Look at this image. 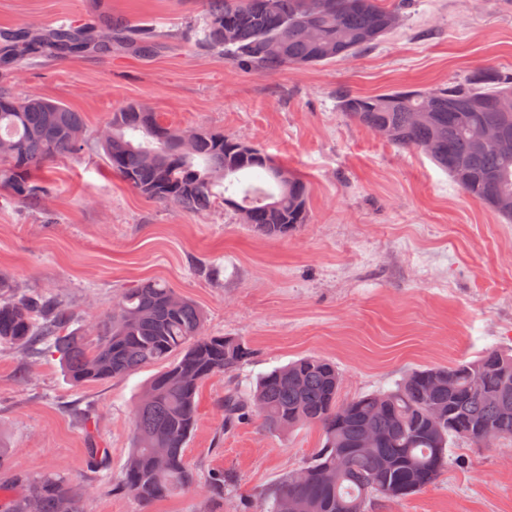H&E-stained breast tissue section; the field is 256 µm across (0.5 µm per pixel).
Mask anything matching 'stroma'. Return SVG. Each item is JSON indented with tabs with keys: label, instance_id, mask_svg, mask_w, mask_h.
<instances>
[{
	"label": "stroma",
	"instance_id": "stroma-1",
	"mask_svg": "<svg viewBox=\"0 0 512 512\" xmlns=\"http://www.w3.org/2000/svg\"><path fill=\"white\" fill-rule=\"evenodd\" d=\"M401 24L345 60L272 74L240 69L186 43L206 0H110L113 14L161 31L150 58L127 50L34 59L0 68V90L60 100L84 118L77 154L34 173L35 200L0 182V274L17 291L61 301L76 323L112 309L123 288L161 279L206 315L205 331L253 350L206 381L185 454L196 486L150 503L118 490L133 449L131 416L144 369L73 385L50 354L0 345V442L13 473L59 472L83 486V512H261L265 494L319 448V428L286 433L258 418L225 427L226 386L303 356L336 362L340 396L389 389L407 372L512 349V222L468 199L425 155L348 120L345 93L428 88L495 67L512 73V0H382ZM88 0H0V26L79 20ZM136 103L164 124L233 134L312 186L309 221L265 237L231 206L188 212L138 193L95 141L116 109ZM106 460H88L90 442ZM224 475V493L206 486ZM368 512H512V444L457 442L448 469L411 496Z\"/></svg>",
	"mask_w": 512,
	"mask_h": 512
}]
</instances>
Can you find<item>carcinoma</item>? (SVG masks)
Returning <instances> with one entry per match:
<instances>
[{
  "label": "carcinoma",
  "mask_w": 512,
  "mask_h": 512,
  "mask_svg": "<svg viewBox=\"0 0 512 512\" xmlns=\"http://www.w3.org/2000/svg\"><path fill=\"white\" fill-rule=\"evenodd\" d=\"M400 22L380 0H206L193 30L195 44L258 73L335 62L375 45ZM164 44L153 28L92 12L41 32L0 27V66L18 68L31 57L112 52L126 47L150 56ZM512 73L480 69L433 88H400L376 95H343L337 108L350 121L405 149H416L447 171L458 188L500 217L512 219V152L476 148L471 130L495 124L512 135ZM429 113L425 122L416 120ZM110 136L99 141L112 172L148 198L193 211L216 204L249 210L248 223L283 238L309 220L311 187L232 135L161 123L140 106L114 112ZM84 119L69 106L0 94V179L19 197L35 198L31 172L43 162L81 150ZM205 315L167 283L149 280L124 289L112 312L85 340L56 299L19 293L0 275V344L56 356L76 386L105 383L158 366L132 412L134 448L119 489L142 502L194 484L185 448L197 422L203 382L234 371L251 348L231 336L203 333ZM336 364L309 356L263 374L246 394L224 392V426L255 415L270 432L321 428L324 441L300 473L285 477L266 498L264 512L292 500L294 512H366L374 498L413 495L448 468L449 448L512 443V352L490 347L471 360L425 367L394 388L343 401ZM438 407L442 418L430 410ZM378 433L361 448L366 431ZM10 449L0 444V512H83L82 495L65 476L13 474Z\"/></svg>",
  "instance_id": "obj_1"
}]
</instances>
